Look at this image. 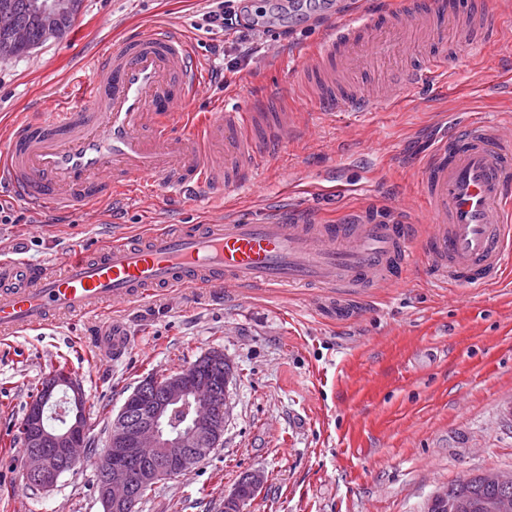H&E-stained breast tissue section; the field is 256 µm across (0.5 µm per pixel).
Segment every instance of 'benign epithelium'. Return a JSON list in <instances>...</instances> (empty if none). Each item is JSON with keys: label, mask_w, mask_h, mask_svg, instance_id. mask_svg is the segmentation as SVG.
I'll return each instance as SVG.
<instances>
[{"label": "benign epithelium", "mask_w": 512, "mask_h": 512, "mask_svg": "<svg viewBox=\"0 0 512 512\" xmlns=\"http://www.w3.org/2000/svg\"><path fill=\"white\" fill-rule=\"evenodd\" d=\"M79 14L80 0H30L28 23L23 24L17 21L13 5L0 0V60L62 38ZM210 357L224 362L222 386L186 369L161 378L149 376L125 399L112 418L108 448L98 464L103 512H136L138 487L181 475L220 443L232 413L228 385L233 367L220 351ZM59 390L69 393L67 419L51 429L44 424V405ZM43 392L44 397L30 402L20 431L28 445L25 476L45 490L63 474L62 462L77 461L89 422L83 389L69 374L50 375ZM180 409L187 419L172 430V412ZM476 510L512 512V499H488Z\"/></svg>", "instance_id": "1"}]
</instances>
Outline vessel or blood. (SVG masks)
I'll return each mask as SVG.
<instances>
[{"mask_svg":"<svg viewBox=\"0 0 512 512\" xmlns=\"http://www.w3.org/2000/svg\"><path fill=\"white\" fill-rule=\"evenodd\" d=\"M292 19L321 18L329 27L303 68L326 104L359 114L374 97L368 85L336 83L351 70L376 31L419 44L445 34L450 0H383L348 15L345 0H290ZM498 36L491 12L474 29H458L462 55ZM437 57L408 73L426 84L446 72ZM208 74L190 35L173 22L130 33L121 47L95 56L77 101L18 120L0 137V194L29 210L65 217L141 185L147 197L216 198L249 182L258 161L297 133L287 98L268 108L214 113L183 111ZM231 144L229 154L214 143ZM432 230L419 235L405 218L367 209L342 223L302 209L274 208L252 222L225 213L202 224H169L117 237L94 250L71 248L54 268L20 260L0 263V334L38 329L58 315L82 316L145 299L160 288L328 289L343 301L399 279L417 255L438 283L499 281L512 266V137L494 122L467 114L438 140L424 182ZM103 358L122 356L130 338L113 324L96 338Z\"/></svg>","mask_w":512,"mask_h":512,"instance_id":"vessel-or-blood-1","label":"vessel or blood"}]
</instances>
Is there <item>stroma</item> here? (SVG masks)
I'll return each mask as SVG.
<instances>
[{
  "instance_id": "stroma-1",
  "label": "stroma",
  "mask_w": 512,
  "mask_h": 512,
  "mask_svg": "<svg viewBox=\"0 0 512 512\" xmlns=\"http://www.w3.org/2000/svg\"><path fill=\"white\" fill-rule=\"evenodd\" d=\"M207 0H82L65 37L0 61V127L74 100L88 56L117 47L131 28L177 22L208 70L224 64L234 31L209 24ZM504 36L454 56L432 40L371 49L365 66L379 94L364 115L315 103L297 90L306 54L324 35L320 20L275 22L268 54L231 78L210 80L191 112L249 108L262 95L293 97L300 126L264 158L252 180L226 201L195 199L160 212L150 198H125L115 212L80 213L61 223L9 200L20 220L0 224V259L47 263L73 244L96 247L112 235L167 218L197 224L231 208L252 221L271 202L303 206L329 221L369 205L405 214L420 235L432 226L421 197L424 160L444 131L439 115L479 113L512 127V13H498ZM442 54L446 73L425 88L395 90L400 74ZM417 262L405 281L353 299L341 313L307 288H171L103 313L55 320L0 336V512H102L97 463L108 426L143 378L188 368L221 350L233 366L232 416L224 442L179 477L154 485L139 512H224L240 476L266 482L245 512H423L448 484L481 472L512 471V278L481 286L437 287ZM120 322L131 338L124 358L99 362L82 339ZM83 386L89 418L83 464L48 491L27 489L16 440L29 403L53 363Z\"/></svg>"
}]
</instances>
